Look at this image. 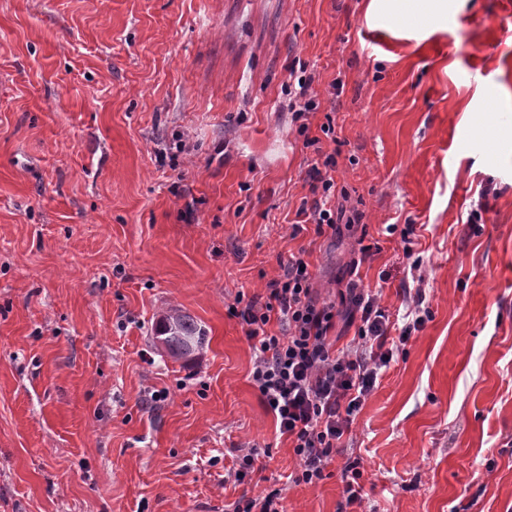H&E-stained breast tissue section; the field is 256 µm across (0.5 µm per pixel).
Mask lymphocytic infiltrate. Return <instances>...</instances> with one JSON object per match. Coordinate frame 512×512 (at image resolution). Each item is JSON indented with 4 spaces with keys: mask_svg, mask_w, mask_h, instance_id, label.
I'll return each instance as SVG.
<instances>
[{
    "mask_svg": "<svg viewBox=\"0 0 512 512\" xmlns=\"http://www.w3.org/2000/svg\"><path fill=\"white\" fill-rule=\"evenodd\" d=\"M336 162L326 157L312 166L309 177L321 188L320 198L301 208L306 223L317 235L338 231L340 224H356L358 210L330 207L336 191ZM304 258L295 257L280 277L269 284L267 299L236 296L233 314L247 327L254 351L251 380L263 404L274 415L280 434L293 444L298 467L294 483L315 486L327 477L326 469L353 423L378 374L389 365L387 346L390 315L361 281L349 280L337 301L319 302L313 277ZM359 316L352 345L336 348L329 337L339 312ZM279 333L268 330L270 321Z\"/></svg>",
    "mask_w": 512,
    "mask_h": 512,
    "instance_id": "1",
    "label": "lymphocytic infiltrate"
}]
</instances>
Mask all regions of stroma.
Wrapping results in <instances>:
<instances>
[{"label":"stroma","mask_w":512,"mask_h":512,"mask_svg":"<svg viewBox=\"0 0 512 512\" xmlns=\"http://www.w3.org/2000/svg\"><path fill=\"white\" fill-rule=\"evenodd\" d=\"M371 2L0 0V512H233L275 489L288 512H512V0ZM331 153L362 220L293 232ZM389 224L413 225L419 271ZM298 253L318 300L358 259L393 318L415 281L429 312L314 487L228 311ZM171 305L208 331L186 359L155 337ZM252 449L259 472L225 483ZM298 75L295 71L289 74L288 110L293 112L295 120L304 118L309 112L318 108L317 94L312 90L313 77ZM362 478L363 472L360 470L358 462H350L342 469L341 480L347 504H361L364 494Z\"/></svg>","instance_id":"35a3bbf8"}]
</instances>
